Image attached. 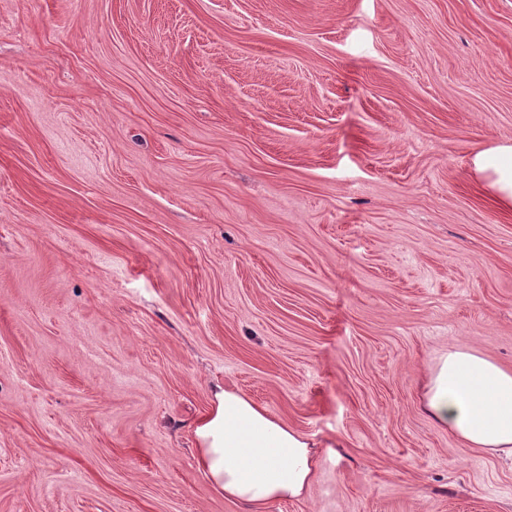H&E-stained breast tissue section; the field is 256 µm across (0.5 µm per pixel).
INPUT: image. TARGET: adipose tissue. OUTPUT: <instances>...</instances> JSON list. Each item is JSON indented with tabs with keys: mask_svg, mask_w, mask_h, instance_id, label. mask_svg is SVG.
Returning <instances> with one entry per match:
<instances>
[{
	"mask_svg": "<svg viewBox=\"0 0 512 512\" xmlns=\"http://www.w3.org/2000/svg\"><path fill=\"white\" fill-rule=\"evenodd\" d=\"M472 168L511 209L512 146L477 153ZM421 402L427 418L466 447L512 458V370L474 351H448L430 367ZM194 435L198 470L244 512L305 497L319 466L315 442L236 389L215 387Z\"/></svg>",
	"mask_w": 512,
	"mask_h": 512,
	"instance_id": "obj_1",
	"label": "adipose tissue"
}]
</instances>
